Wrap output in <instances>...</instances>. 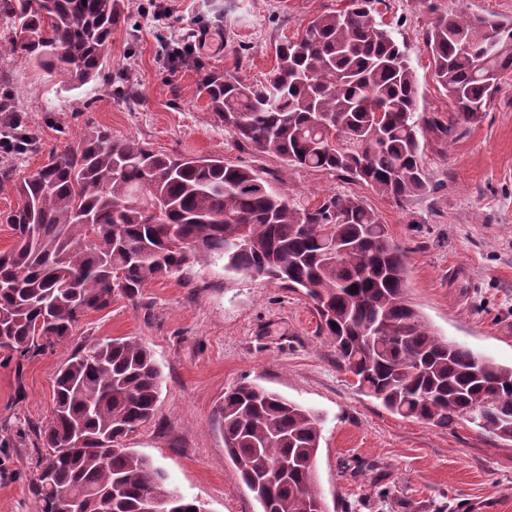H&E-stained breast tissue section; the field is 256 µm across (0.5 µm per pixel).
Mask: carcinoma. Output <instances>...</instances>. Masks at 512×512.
<instances>
[{"mask_svg":"<svg viewBox=\"0 0 512 512\" xmlns=\"http://www.w3.org/2000/svg\"><path fill=\"white\" fill-rule=\"evenodd\" d=\"M127 0H0L12 33L0 56H21L80 85L96 78ZM382 0H347L279 45L264 83L239 69L197 64L198 94L237 141L287 165L335 171L397 201L428 187L421 131L453 139L487 110L512 69V24L466 10L425 34L436 82L455 105L448 123L419 112L405 50L377 20ZM24 205L5 223L0 253V360L31 358L72 335L117 296L191 263H223L302 289L356 386L404 418L452 430L470 402H487L481 429L512 441V366L435 334L407 298L405 251L356 198L302 207L252 169L222 156L154 151L95 129L52 153L15 185ZM241 245H235V241ZM161 371L133 337L76 350L58 370L52 421L30 485L38 512H63L78 494L106 492L112 512H139L150 494L175 512H201L149 458L122 439L155 413ZM224 445L263 512H318L312 461L321 440L310 410L250 382L224 394ZM82 429L88 442L72 445ZM282 478L265 481L272 464Z\"/></svg>","mask_w":512,"mask_h":512,"instance_id":"carcinoma-1","label":"carcinoma"}]
</instances>
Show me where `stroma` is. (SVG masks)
I'll use <instances>...</instances> for the list:
<instances>
[{"instance_id":"1","label":"stroma","mask_w":512,"mask_h":512,"mask_svg":"<svg viewBox=\"0 0 512 512\" xmlns=\"http://www.w3.org/2000/svg\"><path fill=\"white\" fill-rule=\"evenodd\" d=\"M345 0H130L95 80L79 85L21 57H0L9 95L29 135L14 178L37 171L89 129L173 154H223L259 172L303 206L331 194L357 198L407 255V295L439 335L512 365V72L476 123L456 140L425 131L424 192L404 201L331 171L290 167L236 141L197 93L190 65H171L159 39L223 30L211 69L265 80L275 48ZM512 21V0H385V28L406 47L424 116L448 117L424 36L460 8ZM310 298L280 282L226 276L191 264L89 313L70 338L23 365L0 364V512H37L29 484L39 452L29 424L52 418L57 370L74 350L133 337L162 373L153 417L122 440L165 471L203 512H261L224 450V393L249 381L321 419L317 480L327 512H512V441L470 426L440 429L394 414L354 385L319 329Z\"/></svg>"}]
</instances>
